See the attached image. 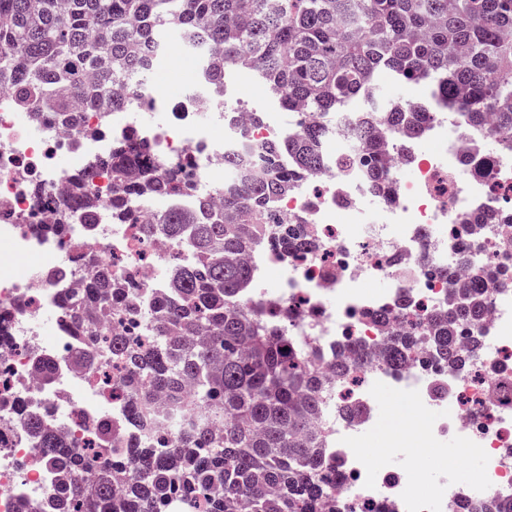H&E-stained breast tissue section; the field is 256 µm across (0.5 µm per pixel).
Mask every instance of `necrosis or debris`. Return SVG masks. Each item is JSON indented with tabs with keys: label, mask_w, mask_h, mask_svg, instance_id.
Returning a JSON list of instances; mask_svg holds the SVG:
<instances>
[{
	"label": "necrosis or debris",
	"mask_w": 512,
	"mask_h": 512,
	"mask_svg": "<svg viewBox=\"0 0 512 512\" xmlns=\"http://www.w3.org/2000/svg\"><path fill=\"white\" fill-rule=\"evenodd\" d=\"M161 100L152 91L107 118L84 110L22 119L13 98L0 90V393L15 398L11 409L0 411V512H22L24 503L45 501L59 480L23 429L21 415L34 412L51 428L69 427L87 435L102 416L122 415L127 409L125 401L112 400L98 374L76 369L69 361L77 338L63 313L66 296L79 294L91 274L83 264L82 243L90 242L111 263L113 277L145 303L167 286L170 245L148 243L140 225L126 223L114 212L120 188L111 170L97 167L96 159L111 153L114 143L136 139L149 147L157 168L181 163L188 179L208 190L224 184L225 154L301 130L309 120L307 113L280 111L268 99L265 119L255 125L237 113L224 117L214 100L201 93L175 100L163 120L148 119V111ZM323 121L332 126L336 144L326 153L324 174L304 178L279 198L271 210L277 221L267 227L274 236L279 218H301L317 247L288 256L272 243L251 249L248 300H287L296 310L285 325L288 335L314 342L329 360L339 339L350 335L365 350L379 351L386 332L372 317L392 311L399 293H407L423 315L452 305L451 288L431 271L456 264L465 217L492 210L503 222L512 221V150L494 155L489 174L478 173L473 164L485 156L482 139L444 115L426 131L433 150L412 155L413 178H403L402 162H394L388 176L396 184L395 198L380 203L366 168L336 165V150L351 146L352 132L336 114H326ZM61 153L75 157L77 167L58 168ZM76 180L100 206L93 233H85L80 224L46 233L45 225L68 208L67 189ZM26 253L47 255L48 267L67 271L64 286L46 280L40 267L26 277L15 276L10 258ZM375 280L390 281L392 287L383 295L370 291ZM485 299L484 348L467 372L448 373L446 395H435L430 387L439 367L419 360L398 368L358 365L328 391L321 427L325 451L336 457L343 473L336 485L339 512H462L475 492L512 495V384L491 383L489 372L493 365L512 368V290L490 288ZM49 311L56 320L48 335L42 322ZM36 350L59 360L50 383L35 378ZM384 385L400 392L422 415L391 445L405 460L397 470L364 448L381 419L379 389ZM348 389L362 409L353 422L337 411ZM452 439L481 449L483 468L468 482L460 481L452 467L422 481L415 449L444 459Z\"/></svg>",
	"instance_id": "1"
}]
</instances>
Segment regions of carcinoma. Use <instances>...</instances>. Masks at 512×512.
Instances as JSON below:
<instances>
[{
  "label": "carcinoma",
  "mask_w": 512,
  "mask_h": 512,
  "mask_svg": "<svg viewBox=\"0 0 512 512\" xmlns=\"http://www.w3.org/2000/svg\"><path fill=\"white\" fill-rule=\"evenodd\" d=\"M181 33L200 59L201 82L224 95V72L261 79L289 112H352L371 93L358 135L363 161L383 195L385 137L420 140L433 113L447 108L476 130L492 116L495 136L512 148V0H0V87L23 112H66L77 103L116 112L149 87L165 51L163 32ZM425 82L432 102L380 101L381 81ZM328 128L306 125L263 148L257 166L248 149L224 156L236 175L224 183L223 208L186 179L173 162L163 175L141 145H119L106 159L125 196H190L195 206L171 209L145 225L178 249L168 293L152 307L112 282V269L92 262L94 276L69 310L75 330L103 335L112 314L139 317L144 335L118 332L100 345L78 348L73 361L101 366V351L125 371L127 418L102 417L92 451L30 415L23 421L62 478L51 494L52 512H168L183 501L188 512H336L331 494L336 464L323 458L313 423L323 410V367L242 301L251 269L241 256L266 241L273 200L297 179L325 165ZM83 223H95L98 203L75 196ZM278 245L287 253L310 246L303 228ZM492 281L512 289V268H477L457 286L449 312L426 317L432 361L463 372L482 346L483 290ZM410 331L391 334L383 354L397 367L417 346ZM355 339L336 344L337 379L351 362L368 361ZM50 382L55 362L35 358ZM172 412L190 413L170 434L154 435L157 394ZM475 512H512V498H494Z\"/></svg>",
  "instance_id": "1"
}]
</instances>
